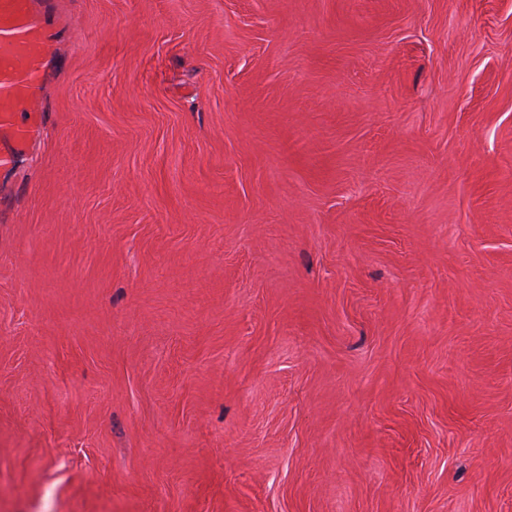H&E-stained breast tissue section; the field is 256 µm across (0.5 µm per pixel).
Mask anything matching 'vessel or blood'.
Instances as JSON below:
<instances>
[{
    "label": "vessel or blood",
    "mask_w": 512,
    "mask_h": 512,
    "mask_svg": "<svg viewBox=\"0 0 512 512\" xmlns=\"http://www.w3.org/2000/svg\"><path fill=\"white\" fill-rule=\"evenodd\" d=\"M23 6L37 22L45 56L26 52V27L17 24L0 28V102L10 99L19 83H27L28 94L23 104L0 113V171L12 172L16 160L40 134L44 109L42 82L32 80L33 72L43 70L45 63H57L62 51L63 35L45 16L40 0H0V10Z\"/></svg>",
    "instance_id": "b4317fda"
}]
</instances>
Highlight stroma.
Returning a JSON list of instances; mask_svg holds the SVG:
<instances>
[{
	"label": "stroma",
	"mask_w": 512,
	"mask_h": 512,
	"mask_svg": "<svg viewBox=\"0 0 512 512\" xmlns=\"http://www.w3.org/2000/svg\"><path fill=\"white\" fill-rule=\"evenodd\" d=\"M58 8L0 512H512V0Z\"/></svg>",
	"instance_id": "35a3bbf8"
}]
</instances>
